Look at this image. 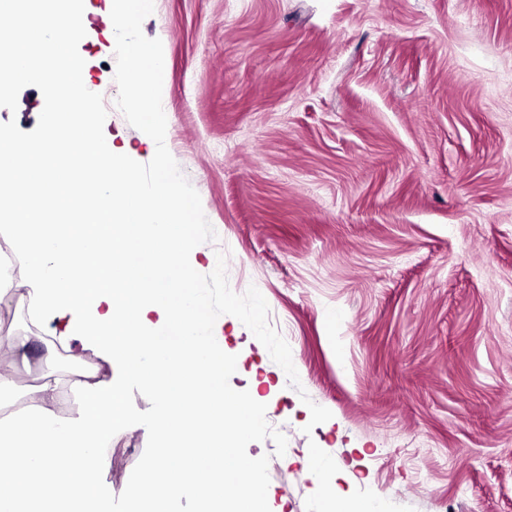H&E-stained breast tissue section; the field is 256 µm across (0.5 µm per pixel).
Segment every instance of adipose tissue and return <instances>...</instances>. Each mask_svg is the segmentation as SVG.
Here are the masks:
<instances>
[{"instance_id":"obj_1","label":"adipose tissue","mask_w":512,"mask_h":512,"mask_svg":"<svg viewBox=\"0 0 512 512\" xmlns=\"http://www.w3.org/2000/svg\"><path fill=\"white\" fill-rule=\"evenodd\" d=\"M0 17L17 20L0 83L28 81L37 50L55 60L58 83L82 93L84 65L69 44L83 18L67 0H0ZM126 54L134 104L155 123L163 59L149 42L128 43ZM43 124L35 142L0 135V220L11 224L22 261L20 275H0V298L20 294L33 324L52 325L60 344L96 350L110 370L74 373L77 416L47 409L58 389L48 378L28 389L27 412L0 424V512H99L109 468L103 449L127 420L130 379L158 399L157 451L130 485V503L173 512L174 501L191 497L198 512H265L251 481L260 461L236 451L261 407L224 388V345L181 260L202 250L188 232L189 204L167 175L154 194L139 193L134 169L100 140L91 108L62 106ZM153 312L161 324L150 321ZM228 417L238 432L226 430ZM229 483L239 486L231 499Z\"/></svg>"}]
</instances>
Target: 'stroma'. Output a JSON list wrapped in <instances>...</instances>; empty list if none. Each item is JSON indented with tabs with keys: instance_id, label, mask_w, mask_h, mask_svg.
I'll return each mask as SVG.
<instances>
[{
	"instance_id": "1",
	"label": "stroma",
	"mask_w": 512,
	"mask_h": 512,
	"mask_svg": "<svg viewBox=\"0 0 512 512\" xmlns=\"http://www.w3.org/2000/svg\"><path fill=\"white\" fill-rule=\"evenodd\" d=\"M78 6L101 140L142 194L167 173L192 206L206 252L182 261L225 389L261 399L237 450L262 462L267 512H327L330 486L377 512H512V0H154L109 25L112 0ZM131 40L165 59L154 127ZM50 105L9 87L0 133L38 140ZM0 311V337H34L29 364L0 358V421L47 377L55 413L77 415L72 372L107 364L49 349L20 296ZM124 399L109 512L155 447L153 391Z\"/></svg>"
}]
</instances>
